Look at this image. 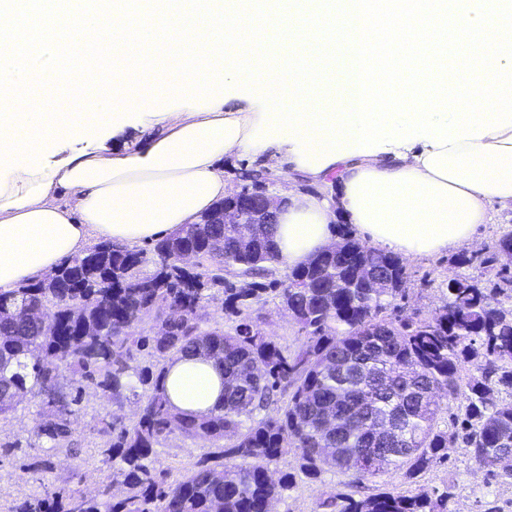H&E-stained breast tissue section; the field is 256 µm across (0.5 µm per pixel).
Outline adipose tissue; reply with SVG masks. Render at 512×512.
Returning a JSON list of instances; mask_svg holds the SVG:
<instances>
[{
	"label": "adipose tissue",
	"mask_w": 512,
	"mask_h": 512,
	"mask_svg": "<svg viewBox=\"0 0 512 512\" xmlns=\"http://www.w3.org/2000/svg\"><path fill=\"white\" fill-rule=\"evenodd\" d=\"M259 106L212 111L173 108L145 117L134 147H91L52 161L39 175L0 170V290L50 274L60 262L86 250L98 237L129 247L197 223L227 195L219 162L249 155L277 158L297 170L292 144L245 147L259 124ZM431 145L385 146L371 156L312 164L303 176L322 184L336 178L340 206L373 244L404 256L434 255L471 241L487 223L494 196L437 177L423 164ZM327 199L292 192L279 210L275 240L282 265L297 266L332 242L336 218ZM173 405L206 411L222 401V374L197 357L174 361L164 380Z\"/></svg>",
	"instance_id": "obj_1"
}]
</instances>
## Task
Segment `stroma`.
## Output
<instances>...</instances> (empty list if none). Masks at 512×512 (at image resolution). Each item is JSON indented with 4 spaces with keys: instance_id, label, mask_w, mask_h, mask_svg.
I'll list each match as a JSON object with an SVG mask.
<instances>
[{
    "instance_id": "obj_1",
    "label": "stroma",
    "mask_w": 512,
    "mask_h": 512,
    "mask_svg": "<svg viewBox=\"0 0 512 512\" xmlns=\"http://www.w3.org/2000/svg\"><path fill=\"white\" fill-rule=\"evenodd\" d=\"M488 209L492 215L491 223L479 225L466 246L467 251L485 257L492 253L495 242L504 233L512 231L511 208L493 202ZM456 254V249L451 248L433 256L406 259L410 278L408 295L398 302L402 314L417 313L428 317L435 312L447 294L448 277L454 269ZM258 326L263 333L291 350L305 340L298 324L271 304L263 308ZM135 412V403L128 402L119 407L96 395L94 390H87L84 409L73 424L74 436L79 442L78 457L72 464L62 457L56 459L55 468L51 471L39 469L40 449L14 448L7 451L0 448V512H7L12 502L40 497L45 491L62 487L94 492L111 473L110 467L102 462L104 440L94 431V424L107 414L129 424L133 422ZM204 452L202 442L172 439L156 450L151 465L161 477L171 482L191 470ZM402 485L415 493L453 486V512H487L492 506L500 507L502 512H512V485L497 482L487 469L475 465L460 445L449 449L447 461L414 483L404 484L400 474L392 472L365 480L358 492L369 495L383 488ZM345 489V476L331 471L325 472L317 483L302 478L287 497L274 503L273 512H313L320 497L341 493Z\"/></svg>"
}]
</instances>
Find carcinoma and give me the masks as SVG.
<instances>
[{"label": "carcinoma", "mask_w": 512, "mask_h": 512, "mask_svg": "<svg viewBox=\"0 0 512 512\" xmlns=\"http://www.w3.org/2000/svg\"><path fill=\"white\" fill-rule=\"evenodd\" d=\"M238 246L236 224H191L131 249L101 242L63 260L48 276L0 292V417L25 399L38 405L35 440L49 459L76 457L72 421L84 386L140 412L129 425L100 420L103 463L112 479L97 495L80 489L24 499L10 512H269L296 487L270 465L288 454L317 482L326 470L358 485L399 472L411 482L462 442L471 460L512 483V235L480 264H499L493 288L472 277L448 278V295L431 317L396 313L406 297L403 259L344 229L324 250L274 279L275 226H251ZM202 254L194 269L179 253ZM222 299L238 317L226 329L199 314ZM272 301L306 334L295 350L257 325L254 306ZM152 318L148 331L141 321ZM184 356L211 360L224 374V405L202 414L173 410L163 380ZM477 365V373L469 365ZM505 394L497 399L494 392ZM463 417L442 420L451 403ZM392 419L396 442L375 423ZM173 438L201 440L212 451L170 484L150 458ZM452 487L411 494L393 487L355 496L330 493L314 512H452Z\"/></svg>", "instance_id": "cac0c4a2"}]
</instances>
